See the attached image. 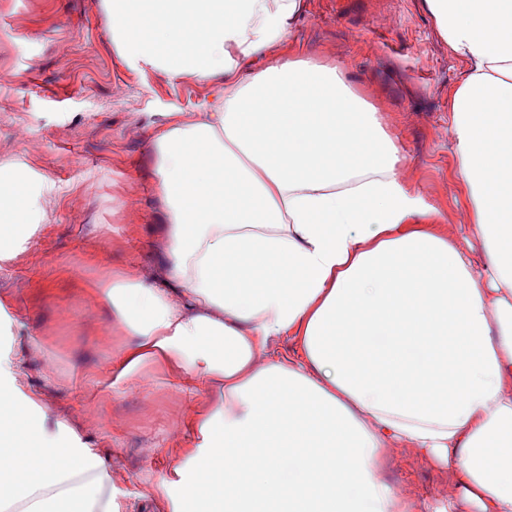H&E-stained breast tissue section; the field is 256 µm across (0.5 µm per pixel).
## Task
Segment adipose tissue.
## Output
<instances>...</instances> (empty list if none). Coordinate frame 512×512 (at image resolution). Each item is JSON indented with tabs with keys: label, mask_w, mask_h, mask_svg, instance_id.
Wrapping results in <instances>:
<instances>
[{
	"label": "adipose tissue",
	"mask_w": 512,
	"mask_h": 512,
	"mask_svg": "<svg viewBox=\"0 0 512 512\" xmlns=\"http://www.w3.org/2000/svg\"><path fill=\"white\" fill-rule=\"evenodd\" d=\"M465 77L448 100L464 226L485 272L400 171V149L337 68L254 59L302 0H102L133 64L215 85L153 136L163 208L152 273L78 278L111 306L113 387L194 395L192 439L144 512H419L384 479L407 446L453 472L432 512H512V0H423ZM63 187L0 165V260ZM297 346L280 357L270 344ZM0 512H124L100 444L49 426L0 355Z\"/></svg>",
	"instance_id": "ef3b65f1"
}]
</instances>
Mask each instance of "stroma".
Masks as SVG:
<instances>
[{
	"instance_id": "obj_1",
	"label": "stroma",
	"mask_w": 512,
	"mask_h": 512,
	"mask_svg": "<svg viewBox=\"0 0 512 512\" xmlns=\"http://www.w3.org/2000/svg\"><path fill=\"white\" fill-rule=\"evenodd\" d=\"M336 66L372 104L401 151L402 175L441 214L433 227L463 240L448 96L466 67L452 56L421 0H304L287 55ZM215 86L136 66L112 48L100 0H0V164L68 186L47 208L46 226L16 262L0 264V320L24 358V392L48 396V416L84 420L98 404L120 426L103 455L115 495L139 512L146 486L166 478L176 457L155 451L186 433L191 399L156 381L152 396L91 390L87 372L106 375L107 336L84 328L87 307L73 298L69 272L159 263L162 205L155 193L151 140L167 112H199ZM387 483L422 512L460 489L447 472L397 446Z\"/></svg>"
}]
</instances>
